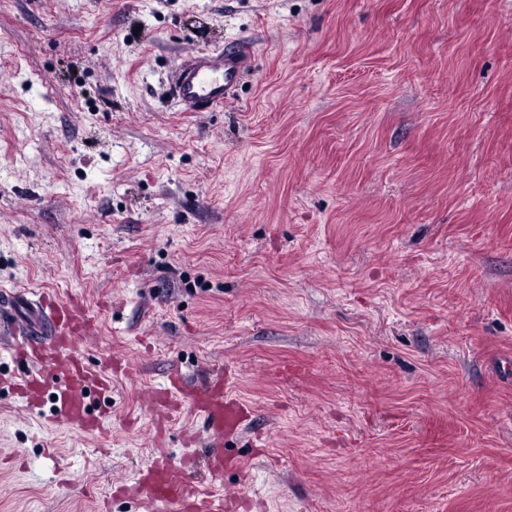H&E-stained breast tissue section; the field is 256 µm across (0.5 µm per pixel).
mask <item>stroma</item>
I'll return each instance as SVG.
<instances>
[{
  "label": "stroma",
  "mask_w": 512,
  "mask_h": 512,
  "mask_svg": "<svg viewBox=\"0 0 512 512\" xmlns=\"http://www.w3.org/2000/svg\"><path fill=\"white\" fill-rule=\"evenodd\" d=\"M248 50L184 111L190 56ZM79 298L103 431L0 385V512L114 488L232 368L250 512H512V0H0V290Z\"/></svg>",
  "instance_id": "stroma-1"
}]
</instances>
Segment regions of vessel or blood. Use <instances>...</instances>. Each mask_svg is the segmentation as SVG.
I'll return each mask as SVG.
<instances>
[{"instance_id":"b4317fda","label":"vessel or blood","mask_w":512,"mask_h":512,"mask_svg":"<svg viewBox=\"0 0 512 512\" xmlns=\"http://www.w3.org/2000/svg\"><path fill=\"white\" fill-rule=\"evenodd\" d=\"M244 66L243 58L224 51L195 57L180 69L176 94L193 109L221 105L236 86ZM32 306L38 316L51 322L52 334L42 339L35 336L34 326L15 324V331L22 337L16 341L13 355L25 366L16 385L18 395L29 409H39L43 384L50 375L59 374L52 395L55 412L80 432L99 431L102 421L90 412L87 394H111L112 364H91L86 354L96 340L95 317L78 301H58L42 294ZM149 401L166 418L183 404L195 411L209 436L207 470L211 477H220L224 472V439L243 429L252 411L250 404L234 394L223 379L214 380L200 392L162 388L152 392ZM130 491L143 501L145 512H233L235 507L233 501L184 480L163 459L152 460L142 468Z\"/></svg>"}]
</instances>
